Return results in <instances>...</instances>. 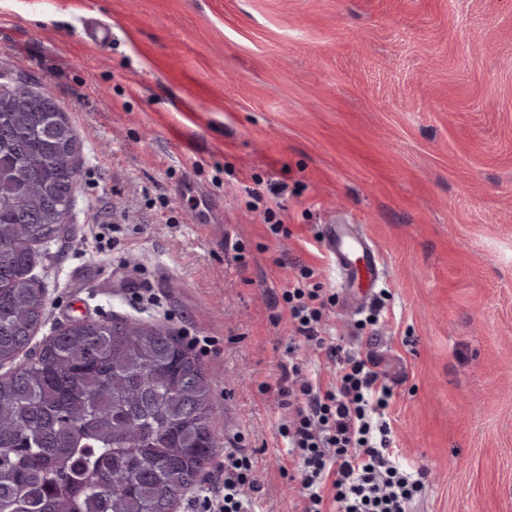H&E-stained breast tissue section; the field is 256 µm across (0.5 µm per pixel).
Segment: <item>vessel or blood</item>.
I'll list each match as a JSON object with an SVG mask.
<instances>
[{"label": "vessel or blood", "instance_id": "obj_1", "mask_svg": "<svg viewBox=\"0 0 512 512\" xmlns=\"http://www.w3.org/2000/svg\"><path fill=\"white\" fill-rule=\"evenodd\" d=\"M322 243L335 260L336 273L342 285H362L367 292H374L382 277L383 260L359 227L352 224L324 225Z\"/></svg>", "mask_w": 512, "mask_h": 512}]
</instances>
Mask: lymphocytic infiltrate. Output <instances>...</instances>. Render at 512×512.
<instances>
[{"label": "lymphocytic infiltrate", "mask_w": 512, "mask_h": 512, "mask_svg": "<svg viewBox=\"0 0 512 512\" xmlns=\"http://www.w3.org/2000/svg\"><path fill=\"white\" fill-rule=\"evenodd\" d=\"M313 275L303 270L282 292L295 345L292 360L280 367L277 391L288 411L279 432L296 466L302 512H409L426 473L397 462L387 418L391 389L376 359L352 354L329 336L325 292ZM311 354L333 365L331 382L309 372ZM216 471L217 483L203 496L209 512H247L251 494L261 489L252 460L232 453Z\"/></svg>", "instance_id": "1"}]
</instances>
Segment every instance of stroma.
I'll list each match as a JSON object with an SVG mask.
<instances>
[{"label": "stroma", "mask_w": 512, "mask_h": 512, "mask_svg": "<svg viewBox=\"0 0 512 512\" xmlns=\"http://www.w3.org/2000/svg\"><path fill=\"white\" fill-rule=\"evenodd\" d=\"M19 77L83 144L34 269L37 340L172 330L224 449L253 461L252 512H299L280 299L313 268L331 334L392 389L399 460L427 470L411 512H512V0H0V80ZM331 221L384 260L364 304L321 243Z\"/></svg>", "instance_id": "35a3bbf8"}]
</instances>
